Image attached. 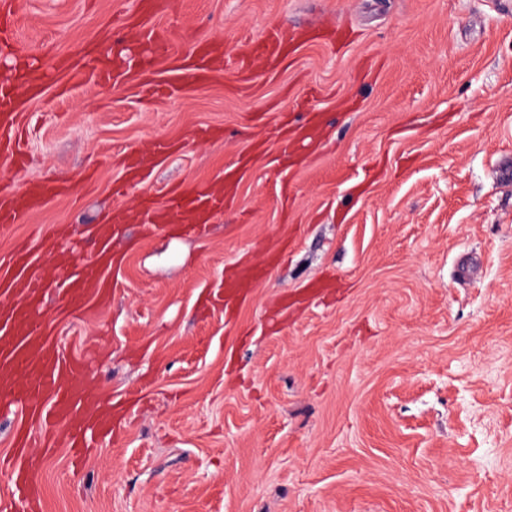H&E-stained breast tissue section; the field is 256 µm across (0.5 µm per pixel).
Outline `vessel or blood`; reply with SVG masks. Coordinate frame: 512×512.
Segmentation results:
<instances>
[{
  "instance_id": "1",
  "label": "vessel or blood",
  "mask_w": 512,
  "mask_h": 512,
  "mask_svg": "<svg viewBox=\"0 0 512 512\" xmlns=\"http://www.w3.org/2000/svg\"><path fill=\"white\" fill-rule=\"evenodd\" d=\"M21 0H0V54H10L18 45L16 20ZM133 41L146 51L130 56L118 67L104 68L100 57L86 56L70 68L72 77L85 83L99 79L119 81L135 72L149 70L157 58L170 52L167 33L154 26L131 31ZM224 49L198 44L179 57L173 68L170 90L183 82L206 85L224 65ZM26 73L16 74L12 84L0 85V156L21 162L18 127L22 106L16 94L28 85ZM65 183L30 184L0 195V230H6L38 211L51 198L65 196ZM224 205L223 196L209 183L190 181L171 189L162 213L181 217L184 224H197ZM95 254L85 258L78 245L66 250L64 264L69 275L62 292L50 293L30 249L17 246L0 260V411L24 414L28 427L17 430L11 456L0 459V473H7L10 490L0 496V512H41L42 488L38 479L41 462L30 454L32 447L53 452L58 445L70 448L74 459L85 452L88 432L106 431L105 420L88 421L94 401L86 389L90 375L84 355L67 357L50 345L51 314H79L102 301L109 284L104 276L111 263L109 234L95 242Z\"/></svg>"
}]
</instances>
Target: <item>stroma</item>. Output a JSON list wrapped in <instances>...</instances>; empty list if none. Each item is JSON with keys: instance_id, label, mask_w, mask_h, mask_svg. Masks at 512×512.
<instances>
[{"instance_id": "obj_1", "label": "stroma", "mask_w": 512, "mask_h": 512, "mask_svg": "<svg viewBox=\"0 0 512 512\" xmlns=\"http://www.w3.org/2000/svg\"><path fill=\"white\" fill-rule=\"evenodd\" d=\"M138 2L27 0L19 50L124 49ZM154 2L178 53L303 38L153 98L164 58L120 83L63 72L27 110L0 190L71 194L0 257L41 230L89 249L130 215L105 304L52 328L125 420L81 462L55 448L43 512H512V0ZM158 138L177 151L153 158ZM189 180L223 186L224 215L147 229L143 195ZM292 39V36L286 32H276L254 45L249 54L240 55L239 64L241 70L245 73L249 69L248 59L251 55H274Z\"/></svg>"}]
</instances>
